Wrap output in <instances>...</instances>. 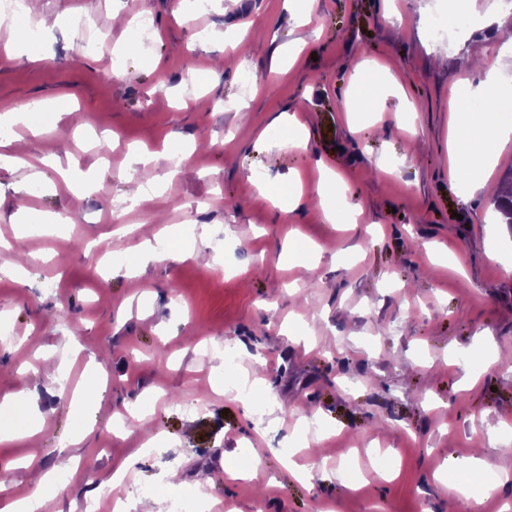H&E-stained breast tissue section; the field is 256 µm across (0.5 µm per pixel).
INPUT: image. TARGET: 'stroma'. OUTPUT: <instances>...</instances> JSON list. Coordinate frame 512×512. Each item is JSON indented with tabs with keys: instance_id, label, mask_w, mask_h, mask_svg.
I'll list each match as a JSON object with an SVG mask.
<instances>
[{
	"instance_id": "35a3bbf8",
	"label": "stroma",
	"mask_w": 512,
	"mask_h": 512,
	"mask_svg": "<svg viewBox=\"0 0 512 512\" xmlns=\"http://www.w3.org/2000/svg\"><path fill=\"white\" fill-rule=\"evenodd\" d=\"M32 3L39 35L22 36L21 56L0 50V112L32 107L45 131L0 128L27 161L0 165V321L13 331L0 341V397L24 393L40 424L0 444L16 491L30 471L54 469L62 491L41 512H84L92 498L108 512L113 471L150 430L130 484L148 489L153 512H172L161 485L170 470L184 512H503L512 231L492 200L512 144L462 197L448 181V98L485 84L482 63L512 14L498 0H310L302 25L284 0H211L203 13L193 0ZM446 11L480 22L442 53L426 24ZM138 13L151 16L152 39L126 25ZM373 62L404 93L352 109L349 84ZM64 96L71 110L52 109ZM286 113L304 125L306 146L271 152ZM323 163L361 207L355 226L328 223L314 203L288 213L260 197L257 182L284 187L297 172L313 201ZM69 168L94 174L92 194L69 189ZM145 170L162 188L136 203ZM21 213L32 223L58 214V227L19 236ZM292 234L300 246L289 258ZM164 237L205 247L206 262L143 264L127 252ZM108 246L133 275L110 271ZM67 336L75 348L65 355ZM226 346L241 354L237 367L225 364ZM93 361L104 386L67 470L58 448ZM237 378L251 398L224 391ZM134 402L147 425L115 429L114 413ZM475 454L482 473H459ZM289 458L309 469L307 483L289 476ZM230 459L241 478H226ZM350 467L359 482L343 478ZM204 474L213 483L200 501ZM463 481L471 496L458 492Z\"/></svg>"
}]
</instances>
